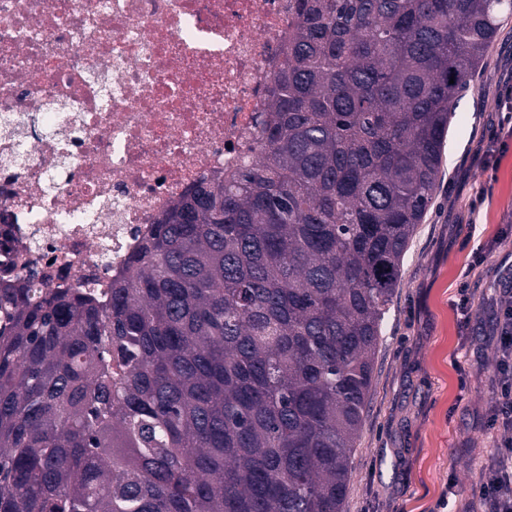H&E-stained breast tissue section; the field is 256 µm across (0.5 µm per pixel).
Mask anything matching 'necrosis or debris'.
<instances>
[{"label": "necrosis or debris", "mask_w": 512, "mask_h": 512, "mask_svg": "<svg viewBox=\"0 0 512 512\" xmlns=\"http://www.w3.org/2000/svg\"><path fill=\"white\" fill-rule=\"evenodd\" d=\"M293 0H0V268L107 300L161 215L258 152Z\"/></svg>", "instance_id": "1"}]
</instances>
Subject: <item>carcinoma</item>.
<instances>
[{
    "label": "carcinoma",
    "instance_id": "cac0c4a2",
    "mask_svg": "<svg viewBox=\"0 0 512 512\" xmlns=\"http://www.w3.org/2000/svg\"><path fill=\"white\" fill-rule=\"evenodd\" d=\"M512 0H296L259 152L103 303L0 270V512H342L458 92Z\"/></svg>",
    "mask_w": 512,
    "mask_h": 512
}]
</instances>
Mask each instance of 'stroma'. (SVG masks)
<instances>
[{"instance_id":"35a3bbf8","label":"stroma","mask_w":512,"mask_h":512,"mask_svg":"<svg viewBox=\"0 0 512 512\" xmlns=\"http://www.w3.org/2000/svg\"><path fill=\"white\" fill-rule=\"evenodd\" d=\"M512 17L457 98L433 206L409 245L375 359L344 512H482L481 469L508 433L493 425L496 321L512 289ZM467 296L468 325L457 309Z\"/></svg>"}]
</instances>
